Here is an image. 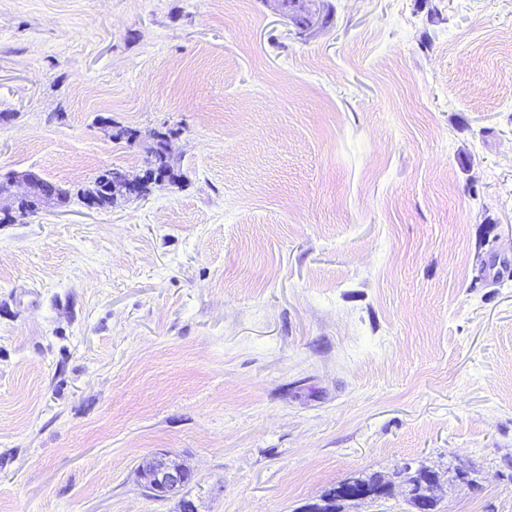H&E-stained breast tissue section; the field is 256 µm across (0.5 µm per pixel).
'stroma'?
<instances>
[{"label": "stroma", "mask_w": 512, "mask_h": 512, "mask_svg": "<svg viewBox=\"0 0 512 512\" xmlns=\"http://www.w3.org/2000/svg\"><path fill=\"white\" fill-rule=\"evenodd\" d=\"M157 132L175 182L0 224V512H512V0H0V173ZM147 467L150 474L144 488L156 498L177 494L188 476L192 474L181 464L169 459L167 454L156 456L148 463ZM417 469H413L411 465L406 464L401 470L376 484L369 483L358 474H352L337 485L335 491L328 497L332 499L335 496L339 500L331 504L332 510L325 512H340L336 511L339 509V502L342 501L340 499L380 498L390 494L393 484L397 481L405 485L407 499L414 503L415 511L422 512L426 510L429 502L436 500L435 491L439 485V479L435 471L427 468L426 472L428 473L429 480L424 488L416 490L415 487L406 481V478L407 474Z\"/></svg>", "instance_id": "obj_1"}]
</instances>
